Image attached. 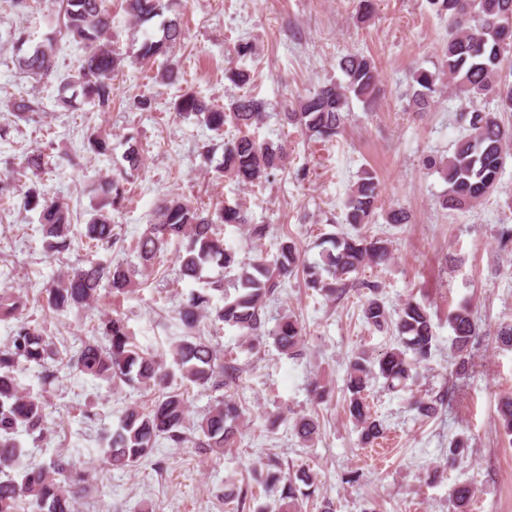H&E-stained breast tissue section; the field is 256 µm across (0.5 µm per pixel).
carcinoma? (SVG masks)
Wrapping results in <instances>:
<instances>
[{"mask_svg": "<svg viewBox=\"0 0 512 512\" xmlns=\"http://www.w3.org/2000/svg\"><path fill=\"white\" fill-rule=\"evenodd\" d=\"M436 15L448 20V38L444 44V72L448 82L472 97H490L496 110L474 109L460 114L465 133L456 141L448 159L428 156L425 167L444 174L448 184L441 204L464 210L472 206L497 181L505 159L512 153V127L497 116L512 112V67L505 66L506 53L512 52V0H428ZM58 30L36 44L21 28L9 32L16 45L17 69L27 77L47 80L56 72L58 43L63 38L83 45L84 56L78 70L58 86V101L68 107L76 100L100 109L112 106V81L122 58L112 49V15L104 0H59ZM166 0H124V10L137 23L155 21L154 33L141 45L137 58L166 60L161 77L175 75L172 50L181 43L183 30L178 18H168ZM345 76L342 83L324 85L297 101L284 113L288 122L298 126L308 137L327 140L340 132L354 96L371 104L378 93V74L373 61L360 54H349L340 61ZM439 75L426 70L417 72L414 104L426 111L437 93ZM180 116H195L217 136L224 135V124L231 122L239 135L222 145L204 146L211 157L223 148L215 171L242 185H258L283 168L287 156L271 144H260L248 129L259 125L265 103L253 96L238 99L228 112L214 110L195 94L187 91L174 104ZM84 149L99 155L110 152L107 135L93 130L84 138ZM100 196L91 217L80 233V240L90 249H110L117 240L113 232L112 210L122 207L130 189L124 177L109 176L92 185ZM379 184L366 171L345 204L349 224L369 223L379 197ZM22 194L24 205L38 213V222L46 249L56 258L71 251L74 232L67 203L48 196L36 184L20 185L11 177L0 178V200ZM245 227L250 237L260 240L267 225L254 224L240 204L205 208L181 196L163 200L154 222L136 241L135 251L141 271L153 272L161 262V253L171 241H184L185 253L179 256L180 275L204 281L205 287L191 291L176 310L184 333L170 338L171 363L141 350L125 318L104 315L89 340L71 351L60 348L45 330L23 316L24 295L7 288L0 290V320L13 319L11 334L0 345V512H77L89 490V474L76 467L71 455L57 453L50 462L30 464V451L18 435L30 436L38 444L46 439L50 391L62 369L112 383L121 380L154 391L145 409L129 406L109 433L105 459L116 469L130 468L150 457L159 440L172 448L190 444L200 452L221 457L224 448L239 434L243 408L236 399V387L242 368L224 360V352L211 343L201 328L203 321L221 323L240 332L242 344L254 350L265 337L288 357L300 355L303 328L297 319L283 315L275 327L263 332L266 304L274 298L288 276L302 269L308 287L326 295H342L354 284L350 278L367 264H385L390 260L388 242L363 234L330 235L322 240L320 261L304 264L294 242L283 240L272 258L259 254L253 260L238 258L237 250L224 244V226ZM216 266L229 279L203 276L205 269ZM107 285L115 296L124 295L135 286L134 273L121 264L92 262L86 268L59 273L47 288L45 305L53 312H80L97 299L98 290ZM368 290L363 307L366 323L377 331L393 328L400 347L379 354L374 361L356 356L349 364L346 389L350 392L347 409L361 429L364 441L382 433L381 421L374 418L365 403L364 392L370 381L380 377L392 391L407 387L412 370L431 355L436 334L428 312L419 303L404 304L396 321H391L379 298V285L362 280ZM452 335L448 350L466 368L465 355L476 336L468 307L460 306L448 315ZM33 370L41 393L32 394L19 381L17 373ZM221 392L213 398L196 421L188 418L184 386ZM293 431L304 442L318 434L317 422L306 416L294 420ZM265 484H282L280 496L264 512H302L304 500L316 492L313 475L301 468L285 476L279 470L266 471ZM472 496L468 486L451 492L455 512H467Z\"/></svg>", "mask_w": 512, "mask_h": 512, "instance_id": "obj_1", "label": "carcinoma"}]
</instances>
